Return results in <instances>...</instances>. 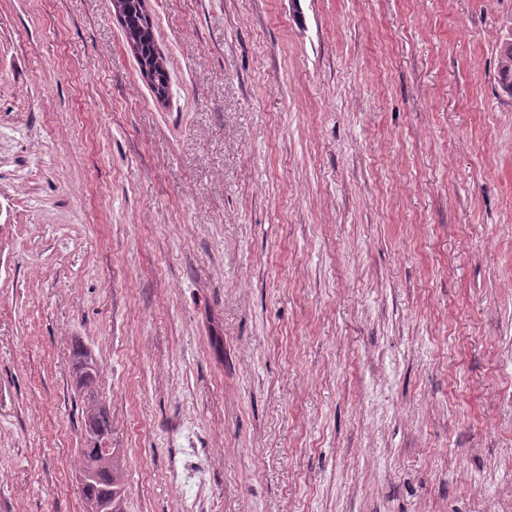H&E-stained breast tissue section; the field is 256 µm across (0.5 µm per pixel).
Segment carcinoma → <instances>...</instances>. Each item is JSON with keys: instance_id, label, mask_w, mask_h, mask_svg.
I'll list each match as a JSON object with an SVG mask.
<instances>
[{"instance_id": "cac0c4a2", "label": "carcinoma", "mask_w": 512, "mask_h": 512, "mask_svg": "<svg viewBox=\"0 0 512 512\" xmlns=\"http://www.w3.org/2000/svg\"><path fill=\"white\" fill-rule=\"evenodd\" d=\"M145 0H121L119 24L125 40L132 44L138 66H150L160 57L154 25L144 5ZM499 69L503 89L512 94V45L499 50ZM72 377L77 387L89 397L93 407L86 411L85 447L78 454L76 482L86 512L95 507L111 512H126L129 484L125 468L126 450H103V442L112 437V416L109 408L98 400V364L91 352L76 345L71 361Z\"/></svg>"}]
</instances>
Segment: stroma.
Instances as JSON below:
<instances>
[{
	"label": "stroma",
	"mask_w": 512,
	"mask_h": 512,
	"mask_svg": "<svg viewBox=\"0 0 512 512\" xmlns=\"http://www.w3.org/2000/svg\"><path fill=\"white\" fill-rule=\"evenodd\" d=\"M0 0V512H512V0ZM223 447L211 458L209 451ZM121 2L122 9L118 21L125 40L137 60L140 75H143V66H150L157 61L158 57H161L154 25L150 17L148 18L145 0H121ZM71 371L77 387L93 403V408L86 411L85 448H80L75 469L86 512H96L95 505L111 509L106 512H126L129 494L126 451L122 448H109L108 452L103 450V442L112 437V416L109 408L98 400V364L80 343L73 352Z\"/></svg>",
	"instance_id": "obj_1"
}]
</instances>
